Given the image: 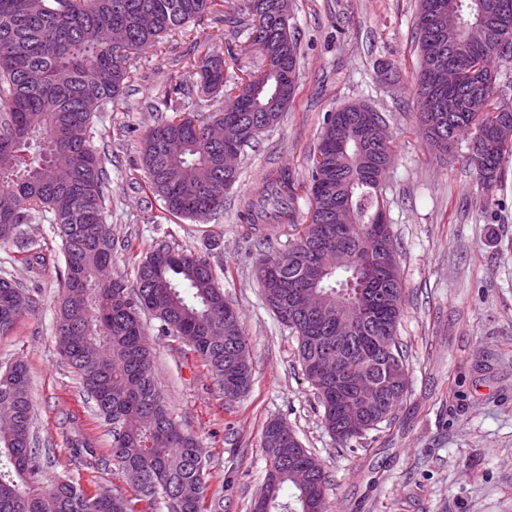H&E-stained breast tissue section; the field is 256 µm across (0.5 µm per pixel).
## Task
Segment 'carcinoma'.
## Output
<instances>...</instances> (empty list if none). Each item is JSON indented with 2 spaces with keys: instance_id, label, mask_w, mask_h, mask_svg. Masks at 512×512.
Segmentation results:
<instances>
[{
  "instance_id": "carcinoma-1",
  "label": "carcinoma",
  "mask_w": 512,
  "mask_h": 512,
  "mask_svg": "<svg viewBox=\"0 0 512 512\" xmlns=\"http://www.w3.org/2000/svg\"><path fill=\"white\" fill-rule=\"evenodd\" d=\"M454 2L459 14L453 37L458 48L441 54L432 37L440 13ZM251 16V43L230 55L232 62L255 48L263 70L245 72L238 84L223 90L228 98L218 121L251 111L263 112L264 127L256 139L281 122L298 90L299 45L290 26L272 28L281 0H242ZM224 0H0V245L25 254L29 272L37 275L49 263L43 248L25 237L24 225L35 214L49 212L61 240L65 260L64 293L59 304L56 346L80 378L103 420L112 426V462L120 470L138 469L141 482L133 498L100 489L86 491L62 478L45 480L49 454L35 447L33 405L25 364L15 362L0 372V404L13 407L0 423V512H203L206 499V456L199 441L169 416L152 373V354L141 315L160 322L161 331L188 343L211 368L219 390L227 388L228 360L235 348L248 347L239 314L224 319V291L210 263L183 250L155 246L135 268L136 285L123 276L100 280L112 265L115 249L110 225L105 158L91 141L92 118L101 106L119 97L138 55L156 45L172 29L200 22L220 12ZM418 67L413 99L441 102L444 111L429 118L418 113L430 146L439 158L463 131L472 134L469 166L488 193L501 181L503 148L488 126L491 110L500 109L495 61L512 58V0H418L415 16ZM486 66L488 85L477 88L469 62ZM455 67L462 79L439 85V64ZM198 77L205 90L224 86V58L215 52L213 36L194 40L193 58L175 76L174 90L186 97ZM360 113L340 107L326 114L316 153L310 160L311 215L303 233L288 250L268 248L258 264L270 267L262 292L279 321L298 337L302 366L327 350L348 355L344 370L364 373L375 385L393 388L383 416L369 429L391 419L409 386L403 350L397 340L404 287L399 270L382 278L367 271L379 264L380 250L369 227L380 219L384 146L373 141ZM212 119L180 111L161 120L142 144V164L164 209L177 217L197 219L224 209V186H233L240 168L224 169V145L205 135ZM296 189L286 168L267 171L247 196L237 220L248 234L260 237L266 224L298 225ZM347 206L355 223L344 225L342 244L349 265L326 274L320 282L324 303L345 301L342 287L353 281L364 288L360 299L375 301L378 335L391 337L390 350L377 352L362 327L350 338L336 329L293 316L292 295L308 283L306 261L319 235L338 224V208ZM36 307L31 290L0 277V334ZM295 321H288L289 317ZM322 381H307L317 391L323 421L340 447L358 437H336V368L326 367ZM288 456L267 461L259 497L266 512H304L302 492ZM294 489L285 502V489Z\"/></svg>"
}]
</instances>
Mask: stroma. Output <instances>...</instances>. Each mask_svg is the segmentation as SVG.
Here are the masks:
<instances>
[{
    "mask_svg": "<svg viewBox=\"0 0 512 512\" xmlns=\"http://www.w3.org/2000/svg\"><path fill=\"white\" fill-rule=\"evenodd\" d=\"M415 11L416 0H291L299 90L281 122L241 154L239 181L223 211L207 219L164 216L139 151L149 129L177 107L170 78L191 57L198 28L219 33L221 55L247 40L238 0H225L219 16L173 30L142 52L124 94L94 119V145L108 159L112 273L133 280L157 244L188 250L211 263L241 316L253 381L229 404L187 343L143 319L169 412L199 440L208 494L222 498L223 512H251L266 468L262 432L274 419L286 422L328 471L331 512H512V158L503 187L487 195L467 166V136L447 158L431 155L411 107ZM383 60L397 66L385 80L377 75ZM353 102L379 112L391 137L383 185L405 287L397 336L409 390L390 421L341 448L323 426L294 333L266 306L253 273L265 246L287 249L297 226L268 225L261 245L245 236L236 213L266 171L281 166L292 174L297 218L306 223L308 158L323 118ZM64 269L59 258L32 277L15 247H0V274L38 296L35 312L0 335V366L20 360L28 368L35 433L54 450L47 479L70 477L89 491L114 488L131 497L132 483L110 465L109 426L56 350ZM76 431L92 441L100 468L71 451Z\"/></svg>",
    "mask_w": 512,
    "mask_h": 512,
    "instance_id": "obj_1",
    "label": "stroma"
}]
</instances>
